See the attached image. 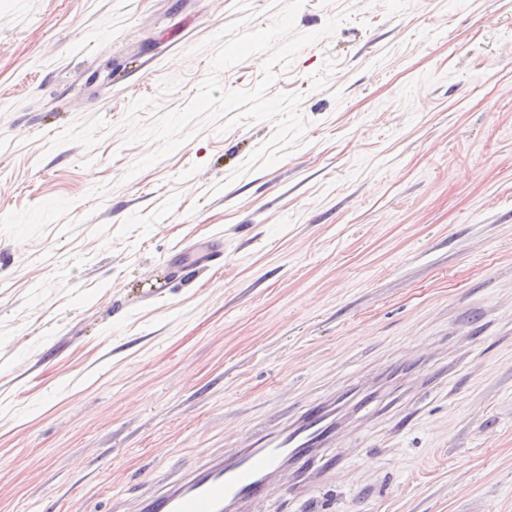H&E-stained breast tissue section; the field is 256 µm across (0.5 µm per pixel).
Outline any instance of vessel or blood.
<instances>
[{
    "mask_svg": "<svg viewBox=\"0 0 512 512\" xmlns=\"http://www.w3.org/2000/svg\"><path fill=\"white\" fill-rule=\"evenodd\" d=\"M336 431L324 419L322 408L308 410L299 423L270 437H259L228 462L216 461L164 493L141 496L137 512H237L267 499L275 484L295 470L306 480L315 477L311 462L335 439Z\"/></svg>",
    "mask_w": 512,
    "mask_h": 512,
    "instance_id": "b4317fda",
    "label": "vessel or blood"
}]
</instances>
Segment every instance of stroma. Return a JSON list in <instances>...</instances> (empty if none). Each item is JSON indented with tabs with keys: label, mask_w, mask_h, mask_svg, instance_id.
Returning a JSON list of instances; mask_svg holds the SVG:
<instances>
[{
	"label": "stroma",
	"mask_w": 512,
	"mask_h": 512,
	"mask_svg": "<svg viewBox=\"0 0 512 512\" xmlns=\"http://www.w3.org/2000/svg\"><path fill=\"white\" fill-rule=\"evenodd\" d=\"M304 136L150 123L271 0H0V512H113L347 395L342 469L252 512H512V0H305ZM224 247L220 268L197 250ZM372 397L365 413L360 399Z\"/></svg>",
	"instance_id": "obj_1"
}]
</instances>
